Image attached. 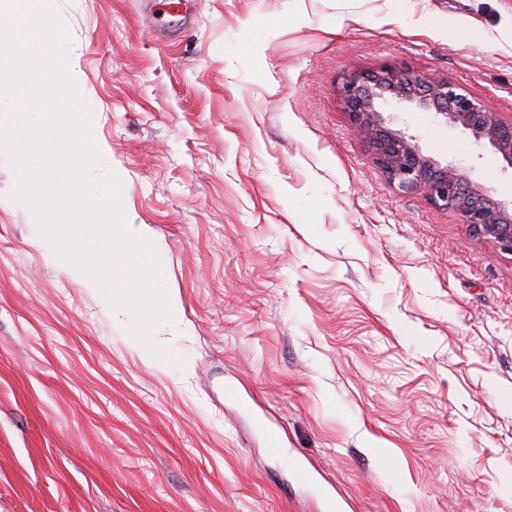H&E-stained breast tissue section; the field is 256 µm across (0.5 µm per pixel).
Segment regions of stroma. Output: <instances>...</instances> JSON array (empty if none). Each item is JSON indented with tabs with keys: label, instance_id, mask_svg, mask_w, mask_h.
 I'll list each match as a JSON object with an SVG mask.
<instances>
[{
	"label": "stroma",
	"instance_id": "1",
	"mask_svg": "<svg viewBox=\"0 0 512 512\" xmlns=\"http://www.w3.org/2000/svg\"><path fill=\"white\" fill-rule=\"evenodd\" d=\"M126 223L178 319L126 342L45 259L0 152V512H512V259L401 194L341 95L384 66L512 116V0H57ZM383 117L498 199L512 174L426 112ZM235 386L237 398L224 394Z\"/></svg>",
	"mask_w": 512,
	"mask_h": 512
}]
</instances>
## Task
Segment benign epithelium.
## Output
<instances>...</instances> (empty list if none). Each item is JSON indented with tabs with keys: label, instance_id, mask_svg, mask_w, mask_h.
I'll use <instances>...</instances> for the list:
<instances>
[{
	"label": "benign epithelium",
	"instance_id": "1",
	"mask_svg": "<svg viewBox=\"0 0 512 512\" xmlns=\"http://www.w3.org/2000/svg\"><path fill=\"white\" fill-rule=\"evenodd\" d=\"M342 93L356 132L372 147L390 183L404 193L421 192L435 206L454 211L478 237L512 257V200L490 197L462 167L423 154L415 136L386 123L382 108L394 101L465 130L476 143L492 148L510 171L512 119H502L486 98L447 78L409 69L354 75Z\"/></svg>",
	"mask_w": 512,
	"mask_h": 512
}]
</instances>
